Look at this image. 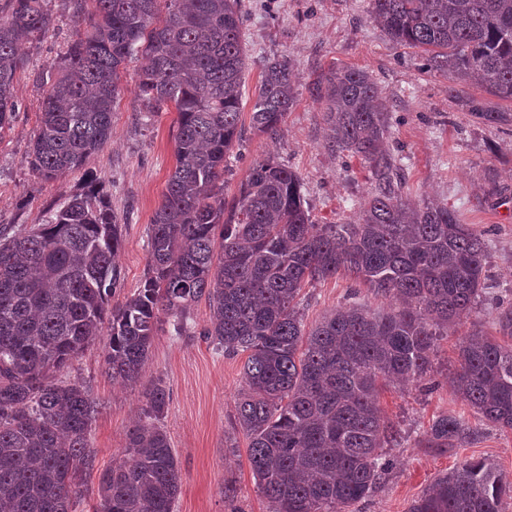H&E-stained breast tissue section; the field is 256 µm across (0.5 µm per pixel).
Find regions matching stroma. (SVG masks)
I'll return each mask as SVG.
<instances>
[{
    "label": "stroma",
    "mask_w": 512,
    "mask_h": 512,
    "mask_svg": "<svg viewBox=\"0 0 512 512\" xmlns=\"http://www.w3.org/2000/svg\"><path fill=\"white\" fill-rule=\"evenodd\" d=\"M55 26L25 45L26 67L14 80L18 103L11 131L0 136V225L18 228L44 223L79 192L86 174L104 186L120 225L122 248L117 263L124 301L142 286L148 270L150 224L175 166V109L145 111L137 85L141 57L132 58L112 111V136L91 155L82 170L44 180L32 172L27 155L38 132L42 110L41 78L49 73L73 40L76 0H53ZM242 38L248 60L235 160L224 174V197L238 196L250 164L271 157L299 173L304 198L318 224H354L371 183V174L355 157L329 148L324 105L309 82L329 66L368 72L382 88L391 109L389 148L405 172L410 200H437L455 209L464 223L485 235L486 294L475 320L486 335H496L500 306L512 303V125L477 123L448 94L449 80L426 72L417 50L393 44L368 20L369 0H243ZM287 57L299 75L296 103L276 135L251 127L254 90L266 59ZM495 183L497 195L482 196L481 186ZM304 323L314 326L340 306L361 304L375 312L391 302L373 295L348 277L331 278L306 288ZM187 335H175L173 320L161 316L141 383L128 386L103 371L104 340L91 344L59 372L78 380L100 405L89 446L98 468L123 456L126 432L143 404L142 387L162 379L169 392L163 420L181 473L174 512H270L248 461V440L232 429L235 399L243 387L244 356L228 358L203 335L209 323L206 302L190 311ZM457 337L444 336L434 357L433 391L410 384L383 388L379 401L397 430L398 444L388 454L384 481L357 512H409L414 500L442 472L470 459L493 460L512 479V433L483 425L478 438L452 452L423 447L433 418L442 413L474 423L470 407L450 384L458 366ZM233 495H225V484Z\"/></svg>",
    "instance_id": "obj_1"
}]
</instances>
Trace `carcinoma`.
I'll list each match as a JSON object with an SVG mask.
<instances>
[{"label":"carcinoma","mask_w":512,"mask_h":512,"mask_svg":"<svg viewBox=\"0 0 512 512\" xmlns=\"http://www.w3.org/2000/svg\"><path fill=\"white\" fill-rule=\"evenodd\" d=\"M52 0H8L0 16V137L17 110L20 46L53 25ZM94 22L75 32L43 83L28 159L53 180L84 165L112 134L123 65L142 54L145 108L178 112L176 166L155 211L141 288L121 287V233L91 177L44 224L0 226V512H76L82 475L95 468L87 438L98 406L84 385L53 373L105 336V372L135 386L158 314L186 335L204 299L203 335L226 356L247 354L235 424L271 512H337L382 483L397 432L378 400L384 385L432 388L439 337L468 323L454 383L479 418L512 431V347L471 321L485 293L483 235L448 205L405 197L398 159L386 149L389 105L368 72L331 66L309 84L324 100L336 153L358 157L371 188L356 224H316L300 177L272 158L254 161L239 196L224 201L226 157L241 140V0H92ZM369 19L395 44L424 54L423 69L475 78L512 104V0H370ZM298 74L285 57L265 61L252 127L274 135L294 105ZM480 122L512 113L473 98ZM220 239H215V232ZM350 276L397 302L386 314L352 305L305 331L304 288ZM124 458L100 473L91 512H173L181 477L167 432L165 384L145 387ZM478 431L448 415L424 435L427 448L456 449ZM512 480L488 459L440 474L411 512H505Z\"/></svg>","instance_id":"carcinoma-1"}]
</instances>
